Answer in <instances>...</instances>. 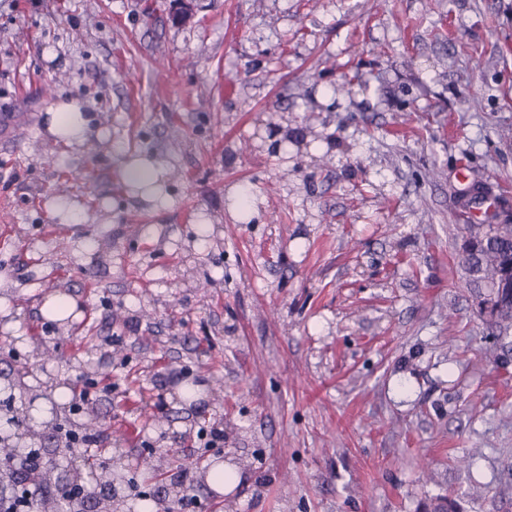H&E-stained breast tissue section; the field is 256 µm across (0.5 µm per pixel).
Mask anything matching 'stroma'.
I'll return each mask as SVG.
<instances>
[{
    "label": "stroma",
    "instance_id": "1",
    "mask_svg": "<svg viewBox=\"0 0 512 512\" xmlns=\"http://www.w3.org/2000/svg\"><path fill=\"white\" fill-rule=\"evenodd\" d=\"M67 96L94 117L79 151L42 134ZM4 112L25 125L0 137V370L35 429L111 378L123 512L151 467L202 512H512V354L481 356L458 212L477 178L512 224V0H0ZM129 154L171 206L125 185ZM225 461L228 492L202 480ZM148 170H133L130 167L129 159L125 160L124 164V178L126 182L129 184L132 182V179L137 180H159L161 184L166 180L167 169L160 163H153V165H149ZM73 302L64 292H54L43 303L40 312L42 316L52 321H62L69 318Z\"/></svg>",
    "mask_w": 512,
    "mask_h": 512
}]
</instances>
